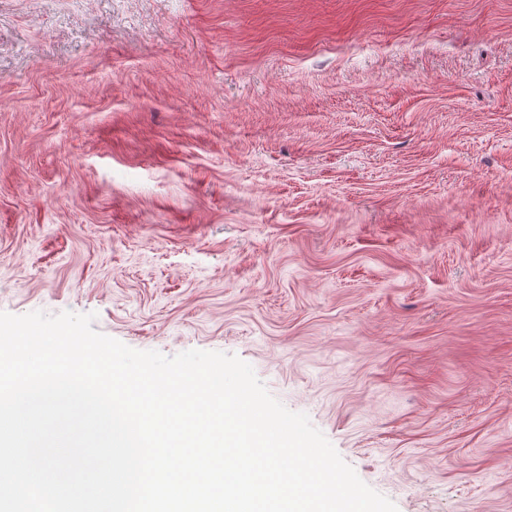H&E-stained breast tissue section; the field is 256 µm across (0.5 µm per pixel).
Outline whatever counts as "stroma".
I'll use <instances>...</instances> for the list:
<instances>
[{"mask_svg":"<svg viewBox=\"0 0 512 512\" xmlns=\"http://www.w3.org/2000/svg\"><path fill=\"white\" fill-rule=\"evenodd\" d=\"M233 354L397 512H512V0H0V312Z\"/></svg>","mask_w":512,"mask_h":512,"instance_id":"obj_1","label":"stroma"}]
</instances>
